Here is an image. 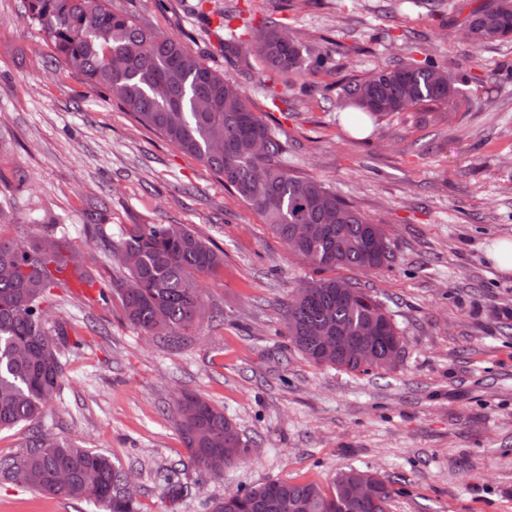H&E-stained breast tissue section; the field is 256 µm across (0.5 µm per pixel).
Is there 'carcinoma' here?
I'll return each mask as SVG.
<instances>
[{"label": "carcinoma", "instance_id": "obj_1", "mask_svg": "<svg viewBox=\"0 0 512 512\" xmlns=\"http://www.w3.org/2000/svg\"><path fill=\"white\" fill-rule=\"evenodd\" d=\"M238 17L228 11L223 17L224 62L234 67L248 61L240 52L245 42L256 46V57L269 73L302 80L336 72L351 51L330 39L312 48L273 19L257 28L232 26ZM23 18L43 32L52 50L50 64L83 75L139 124L202 161L265 218L292 254L324 271L355 269L373 275L389 266L393 252L381 225L318 180L290 173L288 145L205 54L112 11V0H23ZM464 25L475 45L512 38V0L473 9ZM392 30L380 21L363 37L379 44L395 39ZM465 82L426 54L421 60L398 58L366 78L345 82L336 88V99L340 107L355 109L376 124L410 106L453 101ZM369 235L384 241L386 249L370 250ZM102 247L127 272L112 294L131 325L172 344L205 318L199 277L224 267L223 251L183 224H133L118 244L105 241ZM67 250L63 236L51 239L46 251L40 244L0 238V430L37 421L59 389V349L67 339L63 326L48 327L43 304L61 285L49 265L78 263ZM130 281L137 287H127ZM302 287L304 293L288 305L285 328L306 361L370 372L349 354L336 358L319 351L313 337L328 329L355 339L365 328H374L380 357L403 345L381 302L358 283L331 276ZM176 426L206 477L221 476L247 457L236 425L202 397L178 399ZM45 437L42 430L33 431L20 459L0 462V474L42 493L103 504L109 512H135L127 474L111 459L56 437L45 450ZM365 479L372 481L371 495L353 497L352 486ZM163 482L169 493H184L178 465L166 468ZM390 498L385 482L347 467L336 472L328 492L312 483L271 480L237 489L213 502L211 512H387Z\"/></svg>", "mask_w": 512, "mask_h": 512}]
</instances>
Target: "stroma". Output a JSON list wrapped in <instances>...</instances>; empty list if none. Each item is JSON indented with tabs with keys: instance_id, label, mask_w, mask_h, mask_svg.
Masks as SVG:
<instances>
[{
	"instance_id": "35a3bbf8",
	"label": "stroma",
	"mask_w": 512,
	"mask_h": 512,
	"mask_svg": "<svg viewBox=\"0 0 512 512\" xmlns=\"http://www.w3.org/2000/svg\"><path fill=\"white\" fill-rule=\"evenodd\" d=\"M487 0H444L439 28L418 0H236L243 17L284 20L303 41L344 35L347 75L406 57L426 34L464 104L387 117L360 132L336 106V75L270 79L227 65L217 23L225 0H112L114 11L208 54L289 145L291 173L314 178L383 225L394 252L376 275L340 270L376 296L403 339L397 364L367 374L306 362L286 336L285 306L316 277L264 218L202 162L138 125L83 76L46 67L22 0H0V237L67 236L97 289L124 271L100 248L133 224H184L224 251L201 277L209 309L182 341L156 344L119 301L61 285L52 317L73 349L40 425L108 456L135 483L136 512H205L206 502L267 480L330 488L352 466L392 481L388 512H512V273L487 250L512 239V40L475 46L460 23ZM388 7L397 41L361 50ZM288 101L269 112L265 86ZM223 408L250 453L223 478L201 477L173 414L176 394ZM179 463L190 492L169 497L158 473ZM0 512H106L0 477Z\"/></svg>"
}]
</instances>
